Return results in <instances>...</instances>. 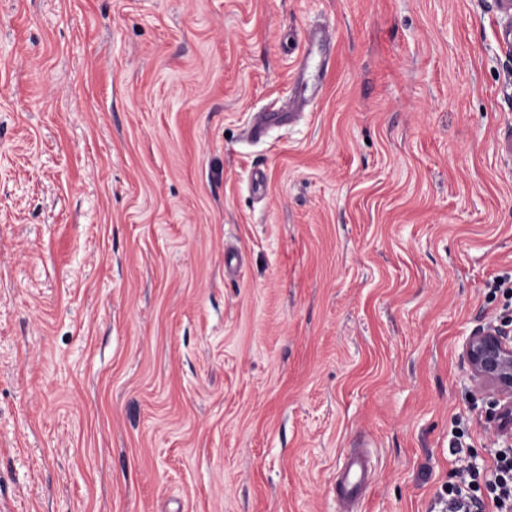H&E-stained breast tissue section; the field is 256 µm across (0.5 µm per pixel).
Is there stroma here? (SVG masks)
I'll list each match as a JSON object with an SVG mask.
<instances>
[{"mask_svg":"<svg viewBox=\"0 0 512 512\" xmlns=\"http://www.w3.org/2000/svg\"><path fill=\"white\" fill-rule=\"evenodd\" d=\"M510 134L498 0H0V512H342L356 446L445 512Z\"/></svg>","mask_w":512,"mask_h":512,"instance_id":"1","label":"stroma"}]
</instances>
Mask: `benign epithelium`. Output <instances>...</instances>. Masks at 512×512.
Here are the masks:
<instances>
[{
  "label": "benign epithelium",
  "instance_id": "obj_1",
  "mask_svg": "<svg viewBox=\"0 0 512 512\" xmlns=\"http://www.w3.org/2000/svg\"><path fill=\"white\" fill-rule=\"evenodd\" d=\"M463 357L472 380L487 390L495 415L511 412L512 337L499 326L478 328L465 337Z\"/></svg>",
  "mask_w": 512,
  "mask_h": 512
}]
</instances>
